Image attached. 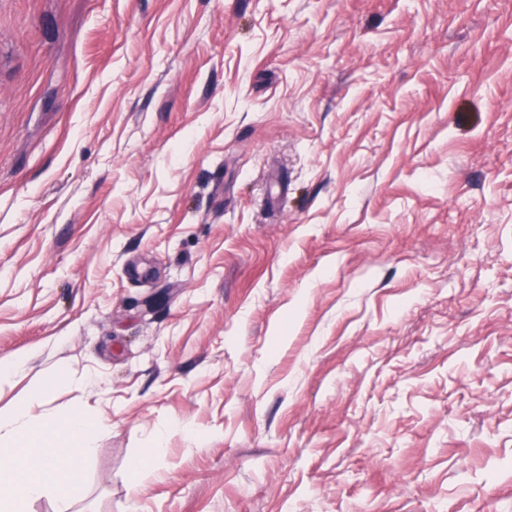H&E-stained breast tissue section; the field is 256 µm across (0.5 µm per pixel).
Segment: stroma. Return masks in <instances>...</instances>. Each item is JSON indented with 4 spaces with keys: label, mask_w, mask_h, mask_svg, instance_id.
I'll return each instance as SVG.
<instances>
[{
    "label": "stroma",
    "mask_w": 512,
    "mask_h": 512,
    "mask_svg": "<svg viewBox=\"0 0 512 512\" xmlns=\"http://www.w3.org/2000/svg\"><path fill=\"white\" fill-rule=\"evenodd\" d=\"M15 358L69 512H512V0H0Z\"/></svg>",
    "instance_id": "stroma-1"
}]
</instances>
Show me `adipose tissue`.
I'll list each match as a JSON object with an SVG mask.
<instances>
[{"label": "adipose tissue", "mask_w": 512, "mask_h": 512, "mask_svg": "<svg viewBox=\"0 0 512 512\" xmlns=\"http://www.w3.org/2000/svg\"><path fill=\"white\" fill-rule=\"evenodd\" d=\"M47 399L38 392L0 412V512H25L47 495L55 497L58 512H68L82 467L95 450L103 423L75 410L40 414Z\"/></svg>", "instance_id": "ef3b65f1"}]
</instances>
